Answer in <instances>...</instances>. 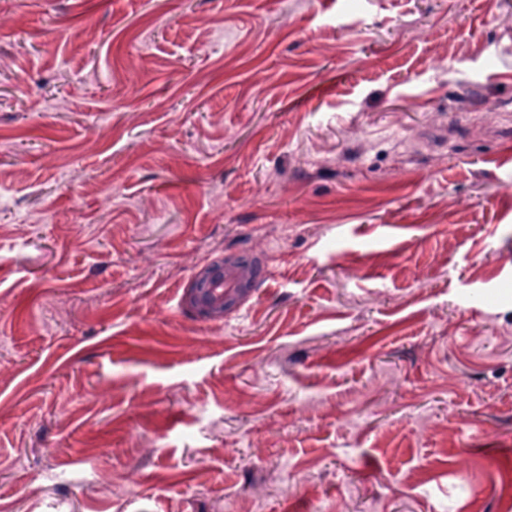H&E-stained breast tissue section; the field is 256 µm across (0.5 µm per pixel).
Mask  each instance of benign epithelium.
I'll return each mask as SVG.
<instances>
[{"label":"benign epithelium","instance_id":"benign-epithelium-1","mask_svg":"<svg viewBox=\"0 0 512 512\" xmlns=\"http://www.w3.org/2000/svg\"><path fill=\"white\" fill-rule=\"evenodd\" d=\"M255 280L249 262L234 255L222 257L195 269L183 305L204 320L222 321L240 298L254 287Z\"/></svg>","mask_w":512,"mask_h":512}]
</instances>
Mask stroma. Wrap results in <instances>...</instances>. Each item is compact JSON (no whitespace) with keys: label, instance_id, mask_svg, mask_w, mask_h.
Returning <instances> with one entry per match:
<instances>
[{"label":"stroma","instance_id":"obj_1","mask_svg":"<svg viewBox=\"0 0 512 512\" xmlns=\"http://www.w3.org/2000/svg\"><path fill=\"white\" fill-rule=\"evenodd\" d=\"M509 130L512 0H0V512H512ZM255 280L249 262L234 255L223 256L195 269L183 305L204 320L223 321L227 312L254 287Z\"/></svg>","mask_w":512,"mask_h":512}]
</instances>
